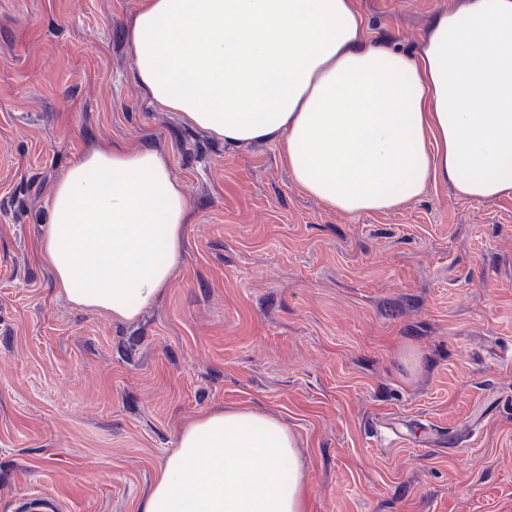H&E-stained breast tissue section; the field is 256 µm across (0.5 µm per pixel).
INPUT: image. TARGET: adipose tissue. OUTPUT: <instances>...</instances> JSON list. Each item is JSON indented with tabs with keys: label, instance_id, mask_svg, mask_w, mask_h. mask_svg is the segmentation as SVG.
<instances>
[{
	"label": "adipose tissue",
	"instance_id": "adipose-tissue-1",
	"mask_svg": "<svg viewBox=\"0 0 512 512\" xmlns=\"http://www.w3.org/2000/svg\"><path fill=\"white\" fill-rule=\"evenodd\" d=\"M151 103L239 147L280 146L296 186L334 211L396 208L441 180L512 192V0L435 14L418 51L371 44L353 0H143L125 29ZM187 201L151 145L74 156L38 253L79 307L131 321L182 264ZM295 433L243 408L182 427L138 512H307Z\"/></svg>",
	"mask_w": 512,
	"mask_h": 512
}]
</instances>
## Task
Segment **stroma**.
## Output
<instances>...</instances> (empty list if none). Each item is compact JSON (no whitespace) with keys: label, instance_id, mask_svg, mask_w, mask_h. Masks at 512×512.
I'll return each mask as SVG.
<instances>
[{"label":"stroma","instance_id":"stroma-1","mask_svg":"<svg viewBox=\"0 0 512 512\" xmlns=\"http://www.w3.org/2000/svg\"><path fill=\"white\" fill-rule=\"evenodd\" d=\"M460 2L354 5L412 53ZM140 4L0 0V512H137L183 425L245 407L296 434L309 512H512V193L327 209L276 145L148 100ZM146 142L185 186V259L124 322L59 294L36 242L75 154Z\"/></svg>","mask_w":512,"mask_h":512}]
</instances>
